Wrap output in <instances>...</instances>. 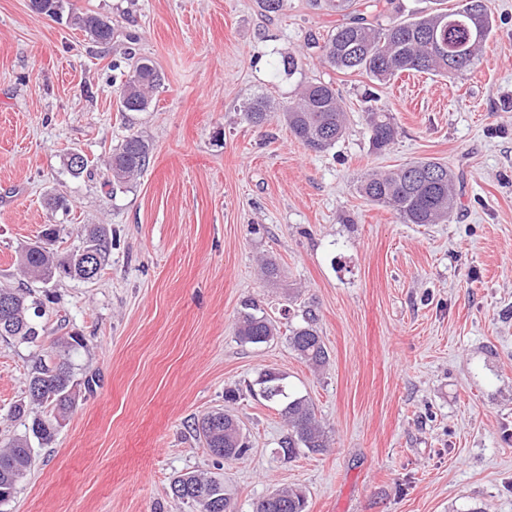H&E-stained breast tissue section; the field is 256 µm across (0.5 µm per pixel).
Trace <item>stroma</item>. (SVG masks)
<instances>
[{
	"instance_id": "35a3bbf8",
	"label": "stroma",
	"mask_w": 512,
	"mask_h": 512,
	"mask_svg": "<svg viewBox=\"0 0 512 512\" xmlns=\"http://www.w3.org/2000/svg\"><path fill=\"white\" fill-rule=\"evenodd\" d=\"M486 4L494 33L456 83L416 73L384 88L398 136L374 154L369 80L321 63L316 42L342 18L311 0L274 14L259 0H64L56 18L0 0V285L27 286L18 251L44 225L69 226L67 249L92 225L113 238L100 278L48 286L43 322L82 336L75 377L96 383L0 512H195L169 491L190 471L217 472L235 512L288 486L307 512H512V0ZM83 13L111 19V43L72 24ZM140 57L162 83L147 111L124 113ZM313 79L350 116L335 147L315 154L279 118L246 121L250 98L285 105ZM132 134L150 163L111 189L104 163ZM71 149L88 160L77 177ZM416 159L458 175L448 223L403 224L360 196L364 172ZM50 193L68 214L47 209ZM247 299L274 340H238ZM304 310L329 355L318 369L288 345ZM37 354L0 338V445L25 432L10 408ZM267 369L313 402L325 451L276 454L279 407L250 391ZM216 409L251 446L219 470L192 429Z\"/></svg>"
}]
</instances>
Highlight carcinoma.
<instances>
[{
  "instance_id": "obj_1",
  "label": "carcinoma",
  "mask_w": 512,
  "mask_h": 512,
  "mask_svg": "<svg viewBox=\"0 0 512 512\" xmlns=\"http://www.w3.org/2000/svg\"><path fill=\"white\" fill-rule=\"evenodd\" d=\"M38 15L55 16L62 0H31ZM473 0H457L446 7V0H435L433 10L400 18L388 24L377 19L385 14H400L399 0H324L336 13L349 15L319 45L322 61L342 74H360L377 85L385 84L406 72H423L451 78L473 65L493 31V19L486 4L475 10ZM73 25L95 42L112 41V24L96 14L72 17ZM161 82L154 65L143 59L121 86L119 102L124 112H143L149 106V93ZM362 118L370 133L372 150L382 154L390 149L398 134L391 113L376 105L379 97L368 94ZM288 126L293 137L307 150L323 153L343 137L347 112L333 83L321 80L302 85L299 98L280 108L264 97L248 104L249 123L262 125L271 113ZM150 146L137 135L127 137L105 163L109 186H121L141 173L149 161ZM358 192L366 200L390 210L403 224H443L457 206L456 176L448 165L434 160H417L388 171L365 174ZM63 226L51 224L41 237L20 247L19 264L23 274L35 283L65 279L85 281L83 263L91 257L94 277L107 268L112 253V230L95 226L84 235L81 245L62 250ZM44 302L30 288L0 287V337L40 346L45 333L39 321ZM277 335V328L253 304L245 305L238 320L237 336L249 344H262ZM288 344L300 359L314 367L327 363L328 352L314 326V317L290 329ZM82 347L78 335L57 338L42 350L28 371L26 400L14 407L16 417L30 419L23 435L0 449V503L8 502L34 463L33 444L52 443L62 421L76 406L79 392L74 380L72 356ZM259 395L280 403V415L287 433L279 440L276 453L292 461L303 451L319 452L328 447V435L316 416L312 402L287 392L285 377L273 370L261 372L255 381ZM216 464L239 460L249 451L239 421L224 411L209 413L195 423ZM173 497L191 504L196 512H233L224 494V483L215 476L186 472L170 482ZM303 491L284 487L257 500L252 512H306Z\"/></svg>"
}]
</instances>
